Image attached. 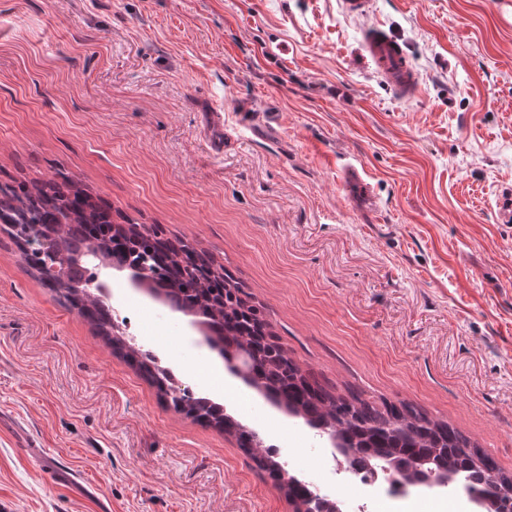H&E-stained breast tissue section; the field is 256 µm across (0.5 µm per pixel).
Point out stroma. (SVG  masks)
<instances>
[{"mask_svg": "<svg viewBox=\"0 0 512 512\" xmlns=\"http://www.w3.org/2000/svg\"><path fill=\"white\" fill-rule=\"evenodd\" d=\"M0 0V184L57 174L223 265L312 380L409 402L512 471V0ZM394 35L398 95L365 50ZM363 167L372 201L342 182ZM163 365L331 486L323 446L118 280ZM79 483L49 485L48 466ZM0 512H292L175 412L0 224ZM366 50L378 73L398 94L411 96L420 89V75L397 39L379 28L368 31Z\"/></svg>", "mask_w": 512, "mask_h": 512, "instance_id": "stroma-1", "label": "stroma"}]
</instances>
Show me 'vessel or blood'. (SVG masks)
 <instances>
[{"instance_id": "vessel-or-blood-1", "label": "vessel or blood", "mask_w": 512, "mask_h": 512, "mask_svg": "<svg viewBox=\"0 0 512 512\" xmlns=\"http://www.w3.org/2000/svg\"><path fill=\"white\" fill-rule=\"evenodd\" d=\"M366 50L378 73L398 94L411 96L420 89V75L397 39L379 28L368 31Z\"/></svg>"}]
</instances>
